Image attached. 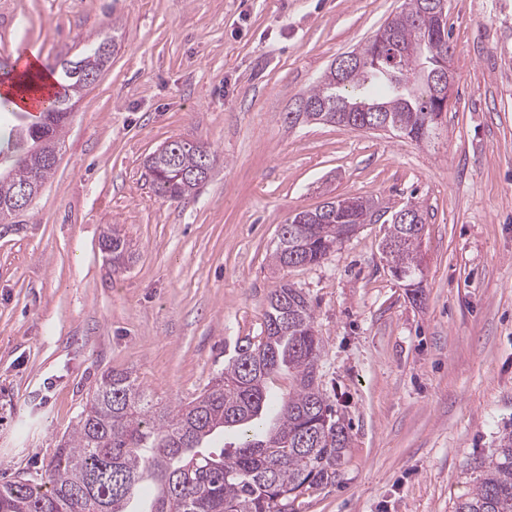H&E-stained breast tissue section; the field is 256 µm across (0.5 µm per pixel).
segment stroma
<instances>
[{"instance_id": "stroma-1", "label": "stroma", "mask_w": 512, "mask_h": 512, "mask_svg": "<svg viewBox=\"0 0 512 512\" xmlns=\"http://www.w3.org/2000/svg\"><path fill=\"white\" fill-rule=\"evenodd\" d=\"M405 0H0V59L43 66L110 32L42 194L0 227V482L46 480L100 374L190 401L268 297H309L320 383L351 425L335 483L295 512H454L512 430V0H447L455 85L431 140L287 112ZM186 140L217 157L195 197L144 166ZM381 215L320 264L275 270L281 224L330 196ZM427 214L421 290L384 265L392 214ZM134 258L113 271L107 226Z\"/></svg>"}]
</instances>
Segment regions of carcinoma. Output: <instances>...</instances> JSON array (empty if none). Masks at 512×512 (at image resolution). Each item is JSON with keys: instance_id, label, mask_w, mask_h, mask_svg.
<instances>
[{"instance_id": "carcinoma-1", "label": "carcinoma", "mask_w": 512, "mask_h": 512, "mask_svg": "<svg viewBox=\"0 0 512 512\" xmlns=\"http://www.w3.org/2000/svg\"><path fill=\"white\" fill-rule=\"evenodd\" d=\"M387 25L415 50L393 56L373 36L361 48L362 66L345 82L332 69L306 97L333 117L346 105L378 107L391 131L420 143L438 129L432 89L420 73L448 52V28L421 16L417 4ZM113 43L101 34L81 57L57 61L58 90L39 120L8 128L0 148V202L21 191L34 169L43 183L51 177L55 164L42 152L60 151L73 99L110 61L100 50ZM171 150L178 151L176 160L161 151L148 156L146 167L157 195L186 199L198 188L187 176L213 168V157L186 141H171ZM375 211V201L363 198L350 222L341 210L326 222L303 224L294 214L281 225L272 263L285 268V254L294 250L301 265L320 263L348 238L346 226L367 223ZM403 235V225L391 224L385 241L396 245L394 267L412 279L421 260L416 248L398 244ZM101 243L108 259H132L116 228L104 231ZM322 353L311 301L285 283L269 296L260 336L237 345L224 372L176 409L154 404L131 372L108 369L71 433L59 441L48 480L1 483L0 512H294L305 491L336 480L350 440L349 425L320 387ZM283 372L291 388L277 396L272 385ZM475 469V487L455 512H512V431ZM144 481L153 483L155 493L141 509L135 496Z\"/></svg>"}]
</instances>
